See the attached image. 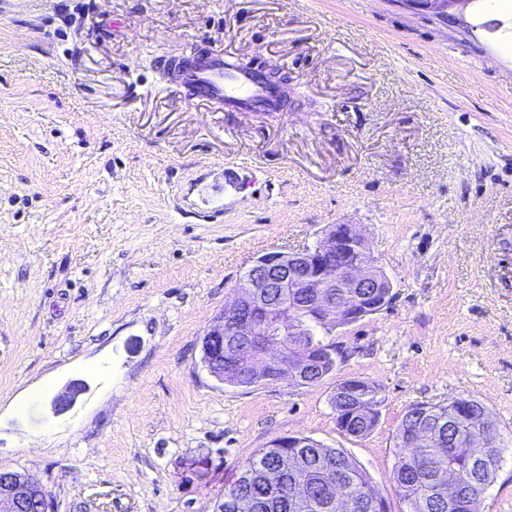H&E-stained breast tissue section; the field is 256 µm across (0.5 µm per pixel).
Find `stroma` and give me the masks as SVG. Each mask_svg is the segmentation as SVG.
I'll return each mask as SVG.
<instances>
[{"instance_id": "obj_1", "label": "stroma", "mask_w": 512, "mask_h": 512, "mask_svg": "<svg viewBox=\"0 0 512 512\" xmlns=\"http://www.w3.org/2000/svg\"><path fill=\"white\" fill-rule=\"evenodd\" d=\"M479 17L406 0H0V467L52 512H218L256 450L305 435L406 512L405 412L469 396L507 448L476 510L512 512V57ZM195 45L280 66L287 111L193 102L160 63ZM333 224L364 234L391 303L337 331L319 383L216 381L202 340L250 261ZM353 378L382 396L361 439L331 403Z\"/></svg>"}]
</instances>
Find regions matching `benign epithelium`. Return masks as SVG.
Here are the masks:
<instances>
[{
    "mask_svg": "<svg viewBox=\"0 0 512 512\" xmlns=\"http://www.w3.org/2000/svg\"><path fill=\"white\" fill-rule=\"evenodd\" d=\"M438 16L472 0H405ZM392 287L377 265L364 235L353 224H334L314 245L293 251H269L247 267L231 304L224 307L203 338V361L219 382L228 375L244 386H300L315 364L336 357L333 343L318 348L306 338L316 328H333L336 314L354 324L367 316L365 302ZM250 325L252 357L247 373L236 369L241 327ZM294 337L300 354L288 351ZM82 387L72 385L54 400L69 408ZM48 492L29 476L0 468V512H47Z\"/></svg>",
    "mask_w": 512,
    "mask_h": 512,
    "instance_id": "7a95c632",
    "label": "benign epithelium"
}]
</instances>
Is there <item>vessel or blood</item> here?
I'll list each match as a JSON object with an SVG mask.
<instances>
[{"mask_svg":"<svg viewBox=\"0 0 512 512\" xmlns=\"http://www.w3.org/2000/svg\"><path fill=\"white\" fill-rule=\"evenodd\" d=\"M178 82L189 84L195 98L221 112L231 107L256 112L274 103L278 93L259 73L240 68L221 52L176 69Z\"/></svg>","mask_w":512,"mask_h":512,"instance_id":"b4317fda","label":"vessel or blood"}]
</instances>
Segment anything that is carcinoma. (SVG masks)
Listing matches in <instances>:
<instances>
[{"instance_id":"carcinoma-1","label":"carcinoma","mask_w":512,"mask_h":512,"mask_svg":"<svg viewBox=\"0 0 512 512\" xmlns=\"http://www.w3.org/2000/svg\"><path fill=\"white\" fill-rule=\"evenodd\" d=\"M379 389L353 379L336 387L332 403L341 432L368 436L378 413L363 408L379 399ZM474 411L460 415L452 403L428 404L423 412L403 417L402 424L425 432L418 447L395 444L393 479L408 512H448V485L441 475L450 471L456 495L464 505L456 512H476L469 504L480 499L497 471L476 460L470 439L474 430L489 425L500 437L487 407L471 399ZM246 496L249 512H374L376 491L367 473L341 448H294L270 445L258 449L224 488V498Z\"/></svg>"}]
</instances>
